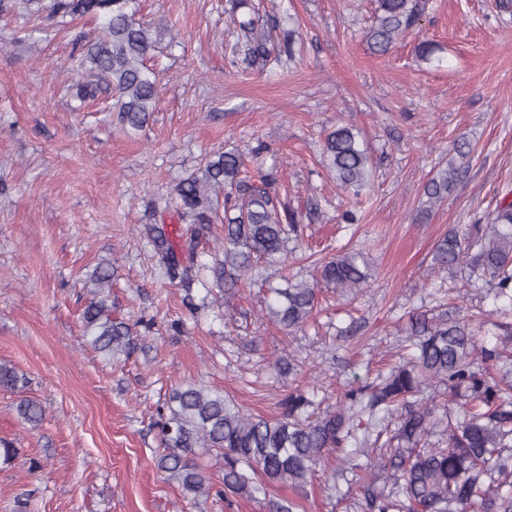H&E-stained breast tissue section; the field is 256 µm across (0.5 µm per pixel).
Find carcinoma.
Wrapping results in <instances>:
<instances>
[{
    "label": "carcinoma",
    "instance_id": "obj_1",
    "mask_svg": "<svg viewBox=\"0 0 512 512\" xmlns=\"http://www.w3.org/2000/svg\"><path fill=\"white\" fill-rule=\"evenodd\" d=\"M375 22L367 34L373 51L384 54L415 26L424 0H375ZM24 12L29 18L65 23L89 17L101 20L99 35L81 45L74 67L88 73L75 84L76 97L96 101L107 89L121 122L138 131L150 120L159 100L155 73L147 60L155 47L149 26L136 19L133 0H0V14ZM245 60L263 66L271 54V35L249 18L238 24ZM323 158L340 186L354 198L370 187L368 149L360 132L342 125L325 138ZM243 162L233 151L205 159L198 171L181 179L174 192L182 219L211 224L224 208V260L213 268L215 286L233 288L241 277L258 276L262 266L288 261L286 230L297 231L298 215L278 216L269 191L270 174L260 183L242 175ZM459 170H442L429 179L423 195L440 199ZM155 256L172 285L183 283L189 268L178 259L163 229L148 228ZM434 264L468 280H487L512 303V200L503 201L486 223L451 228L437 242ZM112 266L99 265L92 277L99 290L110 287ZM372 275L368 257L345 251L320 261L313 282L290 281L273 288L267 317L288 332L303 329L318 304V288L353 290ZM82 320L91 345L112 356H130L139 346L129 324L114 321L107 299L92 300ZM502 348L475 352L474 329L465 316H411L408 336L413 356L396 363L376 383L349 388L338 405L320 416L305 414L309 401L290 394L277 418L246 415L219 393L194 384L172 391L167 412L159 413L158 467L195 497L211 488L210 476L197 462L214 452L224 461V489L250 497L257 480L302 490L331 449L348 443L365 463L356 468L369 477L359 486L362 512H512V365L505 355L512 343V321L495 323ZM448 389L458 416L422 397L431 384ZM25 421L39 423L43 409L24 400ZM396 417V428L384 420ZM437 436L439 440L431 442Z\"/></svg>",
    "mask_w": 512,
    "mask_h": 512
}]
</instances>
